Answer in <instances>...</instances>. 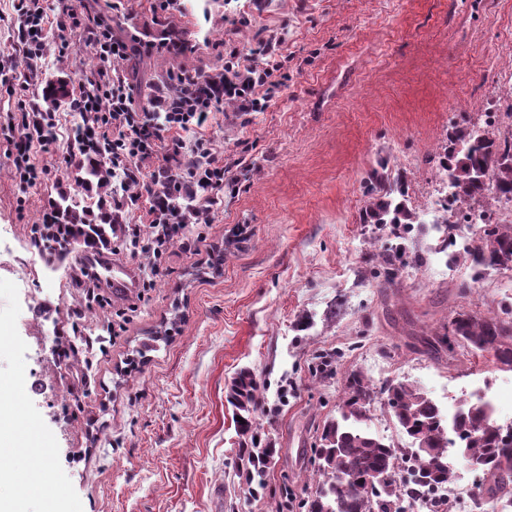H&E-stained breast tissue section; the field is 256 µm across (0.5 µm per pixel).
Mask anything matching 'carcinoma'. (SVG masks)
Masks as SVG:
<instances>
[{"label":"carcinoma","instance_id":"carcinoma-1","mask_svg":"<svg viewBox=\"0 0 512 512\" xmlns=\"http://www.w3.org/2000/svg\"><path fill=\"white\" fill-rule=\"evenodd\" d=\"M69 101L67 84L49 80L43 94L45 110L52 112ZM437 169L445 171L455 196L462 202L483 206L491 199L498 203L512 200V141H503L495 131L454 126L438 153ZM80 191L63 188L50 201L56 223L63 226L76 243L94 247L112 244V166L110 158L95 149L80 153L73 174ZM367 201L360 223L390 228L397 239L405 238L412 214L405 203V177L390 179L385 167L373 170L367 178ZM451 219L431 225L437 233L432 249L452 259H467L476 274L488 270L512 271V224H493L478 240L455 248ZM405 250L395 246L378 254L382 270L376 273L384 287L392 286L400 272ZM459 346L481 355L491 346L495 363L512 371V306L486 314L460 312L452 321ZM331 356L322 357L313 370L321 380L336 375ZM387 406L398 431L405 437L403 446L385 441L370 431V407L375 385L362 372L354 371L346 380L340 417L325 422L320 447L315 449V490L306 502V512H405L402 503L425 493L448 489L455 473L448 471L450 457L464 453L481 473L477 484L474 512H485L493 503L498 512H512V432H503L490 406L480 410L455 412L449 418L439 405L418 386L407 380L392 382L385 388ZM261 385L248 369L240 370L229 388V401L240 435L251 444L249 463L263 475L275 453L261 448L253 417L260 401ZM414 459L416 468L407 476L399 459ZM369 476H383V488L366 483Z\"/></svg>","mask_w":512,"mask_h":512}]
</instances>
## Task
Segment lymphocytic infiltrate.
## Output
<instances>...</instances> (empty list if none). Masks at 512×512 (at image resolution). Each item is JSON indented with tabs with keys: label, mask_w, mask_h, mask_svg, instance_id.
Segmentation results:
<instances>
[{
	"label": "lymphocytic infiltrate",
	"mask_w": 512,
	"mask_h": 512,
	"mask_svg": "<svg viewBox=\"0 0 512 512\" xmlns=\"http://www.w3.org/2000/svg\"><path fill=\"white\" fill-rule=\"evenodd\" d=\"M15 26L13 54L0 59V85L8 91H29L45 50L49 28L76 36L82 48L101 65L85 77L84 85L72 94L74 111L86 117L83 137L76 147L93 145L112 158V174L117 183L134 181L132 194H115L117 211L146 200L149 224H125L121 238L130 247L152 258L154 273H161L162 257L168 245L181 241L189 224H208L224 191L234 179L211 142L202 138L225 103H234L241 112L264 110L281 86V47L262 43L253 57L239 61L230 57L222 72L203 75L190 70L172 74L180 90L174 95L158 93L147 106L134 104L131 85L121 63L129 43L116 38L98 15L76 11L69 0H57L48 11L44 0H12ZM56 115L34 112L26 103L7 115V130H20L13 143L12 163L20 184L32 186L48 179L49 169H36L30 162L33 146L52 143ZM196 132L193 144H186L185 132ZM154 159L157 172L144 174L142 161Z\"/></svg>",
	"instance_id": "lymphocytic-infiltrate-1"
}]
</instances>
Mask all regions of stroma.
Wrapping results in <instances>:
<instances>
[{"label":"stroma","instance_id":"stroma-1","mask_svg":"<svg viewBox=\"0 0 512 512\" xmlns=\"http://www.w3.org/2000/svg\"><path fill=\"white\" fill-rule=\"evenodd\" d=\"M152 6L125 0L104 21L119 38L170 34L192 50L129 52L136 105L181 67L219 71L263 41L281 42L288 81L265 110L229 107L207 129L236 183L211 223L188 226L196 249L172 245L156 277L144 256L116 251L137 280L129 297L75 287V256L36 245L84 115L57 111L56 143L31 154L53 178L27 189L0 134V428L50 480L13 486L0 512H287L312 488L321 426L355 370L379 390L419 383L443 406L491 384L496 416L512 415V371L437 341L458 312L511 303L507 272L477 280L462 260L436 275L434 234L416 224L408 246L424 263L380 287L373 257L395 240L360 221L379 160L406 175L421 212L450 127L482 124L512 95V0H179L166 17ZM46 41L40 80L78 85L89 55L54 28ZM151 337L156 350L138 358ZM326 353L336 375L323 381L312 365ZM244 368L276 450L256 492L227 398Z\"/></svg>","mask_w":512,"mask_h":512}]
</instances>
